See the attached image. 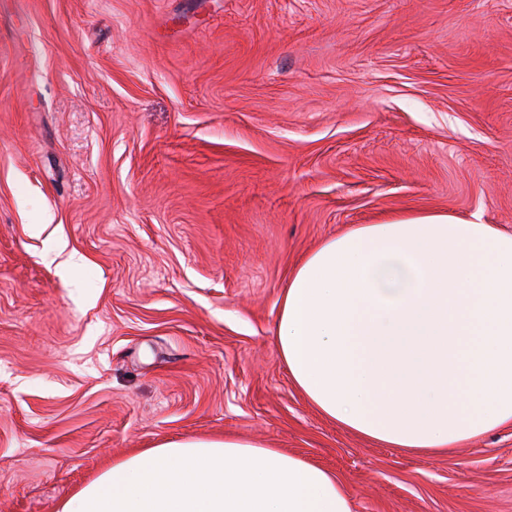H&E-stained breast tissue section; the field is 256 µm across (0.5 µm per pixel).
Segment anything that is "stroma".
<instances>
[{"label": "stroma", "instance_id": "35a3bbf8", "mask_svg": "<svg viewBox=\"0 0 512 512\" xmlns=\"http://www.w3.org/2000/svg\"><path fill=\"white\" fill-rule=\"evenodd\" d=\"M429 213L512 232V0H0V512L227 435L352 512H512V427L376 444L276 345L305 255Z\"/></svg>", "mask_w": 512, "mask_h": 512}]
</instances>
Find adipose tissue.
I'll return each mask as SVG.
<instances>
[{"label": "adipose tissue", "mask_w": 512, "mask_h": 512, "mask_svg": "<svg viewBox=\"0 0 512 512\" xmlns=\"http://www.w3.org/2000/svg\"><path fill=\"white\" fill-rule=\"evenodd\" d=\"M276 342L324 417L446 453L512 426V234L443 214L359 224L292 270ZM58 512H351L328 470L240 438L163 441Z\"/></svg>", "instance_id": "ef3b65f1"}]
</instances>
